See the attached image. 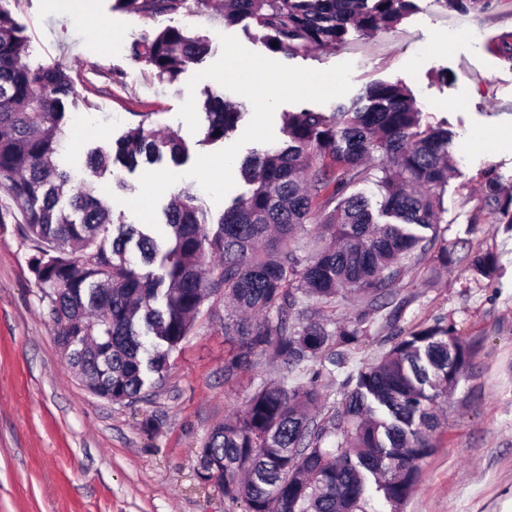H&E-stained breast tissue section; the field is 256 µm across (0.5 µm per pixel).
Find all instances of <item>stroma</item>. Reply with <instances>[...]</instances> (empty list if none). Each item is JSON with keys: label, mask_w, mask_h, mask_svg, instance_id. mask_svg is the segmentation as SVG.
<instances>
[{"label": "stroma", "mask_w": 512, "mask_h": 512, "mask_svg": "<svg viewBox=\"0 0 512 512\" xmlns=\"http://www.w3.org/2000/svg\"><path fill=\"white\" fill-rule=\"evenodd\" d=\"M413 3L395 30L368 36L353 29L344 44L275 59L319 70L352 63L348 99L370 84L400 81L430 121L447 120L456 172L441 194L439 237L461 255L497 253L503 274L480 281L466 263L443 270L427 254L398 285L403 307L396 322L386 312L373 314L370 341L344 367L324 373L319 414L340 405L347 375L389 349L393 327L445 319L471 345L474 375L461 379L445 405L437 448L423 462L403 512H512V233L495 231L479 201L487 170L512 190V142L501 139L512 127V60L495 49L512 34V0H490L486 9L464 15L438 0ZM10 9L27 40L26 62L62 66L76 91L65 103L71 136L57 161L78 181L88 176L91 149L111 148L145 116L185 141L187 163L220 150V143H205L206 125L189 131L179 108L190 94L199 106L211 95L234 102L240 96L195 75L220 57L226 33L252 52L268 53L252 21L228 29L209 8L145 17L116 9L114 0H10ZM459 21L471 32H449V23ZM169 27L210 46L172 84L131 50L141 36ZM423 44L430 47L424 57L418 54ZM89 122L95 134L80 136ZM33 253L20 225L0 224V512H244L195 476L201 442L225 415L244 407L266 376L261 365L225 379L230 347L215 304L202 306L145 401L111 403L90 393L67 365L30 270Z\"/></svg>", "instance_id": "stroma-1"}]
</instances>
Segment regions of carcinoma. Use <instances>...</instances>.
Masks as SVG:
<instances>
[{"instance_id": "cac0c4a2", "label": "carcinoma", "mask_w": 512, "mask_h": 512, "mask_svg": "<svg viewBox=\"0 0 512 512\" xmlns=\"http://www.w3.org/2000/svg\"><path fill=\"white\" fill-rule=\"evenodd\" d=\"M461 14L489 0H441ZM145 16L190 9L189 0H115ZM412 0H224V26L252 20L273 52L294 55L342 44L350 28L392 30ZM277 46H272V43ZM208 50L206 42L168 28L133 47L159 79L173 83ZM25 38L0 0V224L22 217L34 243L30 270L41 290L68 364L95 396L134 403L160 380L170 354L208 299L220 317L231 355L224 377L265 357L278 376L262 381L247 406L224 416L198 450L197 476L245 512H368L367 483L401 512L436 448L439 400L472 373L471 347L451 324L397 329L375 362L348 378L341 408L322 419L326 364L371 338L370 314L397 300L406 262L438 239L437 192L454 171V134L432 125L400 82L373 83L333 112H285L283 147L250 155L240 166L249 193L233 199L217 222L184 191L164 211L165 235L115 223L112 208L55 158L62 146L64 99L74 95L60 66L22 60ZM205 141L237 128L241 105L204 103ZM187 147L175 133L139 125L115 151L93 149L86 168L97 177L116 162L134 168L167 155L180 165ZM374 185L378 210L354 191ZM482 208L512 227V192L492 171L480 186ZM306 255L298 233L313 222ZM467 261L474 274L500 272L498 255L464 258L439 248L446 268ZM349 296L363 306L352 324L328 328L324 309ZM308 371L289 386V373Z\"/></svg>"}]
</instances>
